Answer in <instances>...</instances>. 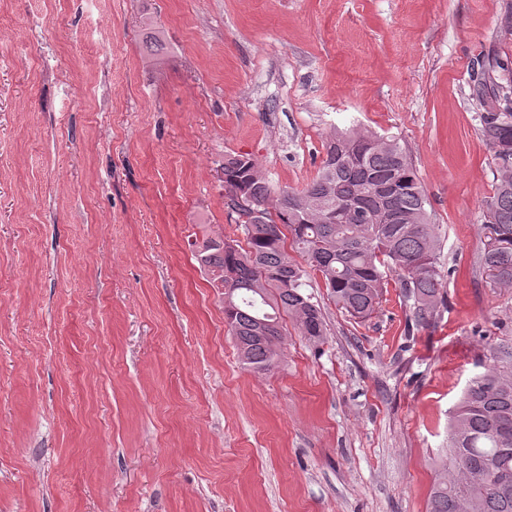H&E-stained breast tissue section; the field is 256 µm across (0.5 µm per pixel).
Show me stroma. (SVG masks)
<instances>
[{
  "label": "stroma",
  "mask_w": 512,
  "mask_h": 512,
  "mask_svg": "<svg viewBox=\"0 0 512 512\" xmlns=\"http://www.w3.org/2000/svg\"><path fill=\"white\" fill-rule=\"evenodd\" d=\"M511 4L0 0V512H427L486 339L512 341V289L474 264L495 180L469 97ZM356 127L406 148L447 306L409 330L391 285L357 323L310 276L323 342L284 320L253 371L189 237L239 236L225 155L297 190ZM140 26L142 32L143 56L155 64L160 63L168 50V40L166 32L159 27L148 9H143L140 17Z\"/></svg>",
  "instance_id": "1"
}]
</instances>
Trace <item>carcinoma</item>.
Here are the masks:
<instances>
[{
  "mask_svg": "<svg viewBox=\"0 0 512 512\" xmlns=\"http://www.w3.org/2000/svg\"><path fill=\"white\" fill-rule=\"evenodd\" d=\"M143 56L156 64L168 50L151 13L140 17ZM470 98L493 153V195L483 203L478 267L496 288H512V60L489 51L473 62ZM224 205L244 244L207 230L189 241L200 271L224 282V322L243 364L269 371L282 358L283 317L309 341L326 336L319 304L306 292L321 276L336 306L365 321L379 309L388 274L410 317L428 327L445 308L438 225L406 149L367 129L334 130L317 176L301 190L272 196L256 161L224 156ZM240 193L259 204L251 216L230 207ZM291 239L304 264L289 258ZM451 415L447 457L436 462L428 512H512V342L488 345Z\"/></svg>",
  "mask_w": 512,
  "mask_h": 512,
  "instance_id": "1",
  "label": "carcinoma"
}]
</instances>
